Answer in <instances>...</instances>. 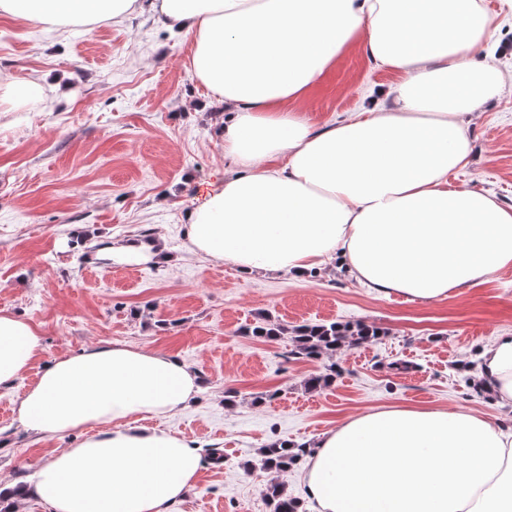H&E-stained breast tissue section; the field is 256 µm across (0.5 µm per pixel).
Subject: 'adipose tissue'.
Returning <instances> with one entry per match:
<instances>
[{
  "label": "adipose tissue",
  "mask_w": 512,
  "mask_h": 512,
  "mask_svg": "<svg viewBox=\"0 0 512 512\" xmlns=\"http://www.w3.org/2000/svg\"><path fill=\"white\" fill-rule=\"evenodd\" d=\"M150 8L190 37L188 68L223 104L234 168L185 215L189 252L241 270L304 275L332 256L377 295L427 302L512 266V205L448 185L471 154L466 119L504 76L479 0H0V16L57 30ZM397 74L377 107L322 129L293 111L347 50ZM42 350L0 314V387ZM479 379L512 407V334ZM165 353L92 347L46 365L16 412L28 431L85 430L29 491L51 512H169L202 468L175 434L136 426L200 392ZM310 512H512V428L468 410L393 406L322 434L304 467Z\"/></svg>",
  "instance_id": "ef3b65f1"
}]
</instances>
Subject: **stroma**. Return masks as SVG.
Masks as SVG:
<instances>
[{"label": "stroma", "mask_w": 512, "mask_h": 512, "mask_svg": "<svg viewBox=\"0 0 512 512\" xmlns=\"http://www.w3.org/2000/svg\"><path fill=\"white\" fill-rule=\"evenodd\" d=\"M188 39L151 13L48 31L0 17V79L31 78L43 98L0 105V312L25 318L43 349L24 381L0 389V480L33 482L76 430L44 439L13 409L55 358L99 345L162 351L198 371L201 391L147 425L221 449L171 512H271L270 482L305 499L302 465L257 464L276 440L314 444L349 417L391 405L470 410L512 426L472 380L479 351L512 333V266L463 294L430 302L380 297L336 261L321 273H247L194 257L183 218L200 189L229 169L218 138L221 110L187 69ZM394 72L347 53L296 111L321 129L372 105ZM472 158L457 186L512 205V85L468 127ZM157 241L161 260L106 257L105 243ZM362 322L379 340L314 360L296 356L290 329ZM283 327L267 341L256 324ZM335 372L307 390L305 380Z\"/></svg>", "instance_id": "35a3bbf8"}]
</instances>
